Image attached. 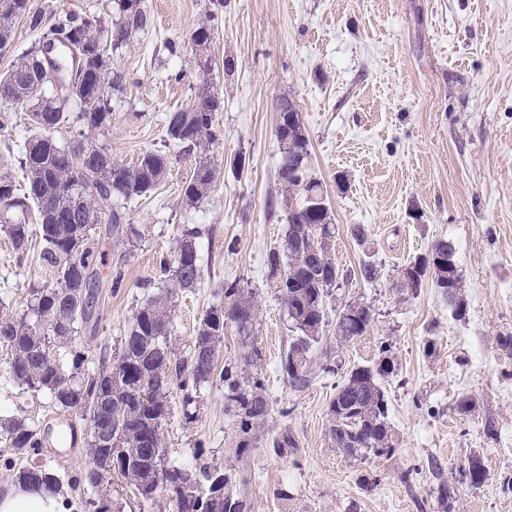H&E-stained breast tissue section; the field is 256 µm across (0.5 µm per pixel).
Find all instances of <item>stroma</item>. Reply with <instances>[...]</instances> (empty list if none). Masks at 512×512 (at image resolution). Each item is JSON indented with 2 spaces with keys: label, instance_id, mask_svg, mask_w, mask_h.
I'll return each instance as SVG.
<instances>
[{
  "label": "stroma",
  "instance_id": "stroma-1",
  "mask_svg": "<svg viewBox=\"0 0 512 512\" xmlns=\"http://www.w3.org/2000/svg\"><path fill=\"white\" fill-rule=\"evenodd\" d=\"M46 19L64 13L112 20L113 0H33ZM151 25L130 47L113 52L123 75L112 126L98 145L113 160L130 164L143 151L167 149L173 163L149 197L128 207L125 223L140 234L102 236L109 263L120 264L126 286L101 284L96 323L82 336L87 368L102 351L117 353L139 306L141 283L161 256L175 248L184 226L212 229L202 239L201 278L175 297L171 346L187 351L204 310L223 300L224 289L249 286L260 309L254 341L273 410L254 448L237 457L233 419L224 413V389H202L194 423L182 415L181 393L172 391L163 426L168 460L179 466L217 462L248 471L243 492L251 512H441L432 489L430 461H438L454 492L452 512H512V359L500 339L512 336V0H145ZM212 20L207 49L210 73L195 64L191 39ZM236 69L225 75L224 59ZM185 73L169 80L171 70ZM224 97L218 119L223 136L212 161L216 183L198 204L183 203V182L194 158L166 145L171 112L185 107L203 77ZM289 97L309 139L310 168L335 216L333 254L351 271L335 291L328 314L359 299L376 312L360 340L337 345L333 328L312 354L313 380L301 392L283 377L280 360L291 334L284 304L265 280L264 258L280 246L288 207L279 201L276 138L278 98ZM0 129V160L17 164L28 109L12 106ZM245 157L244 169L233 165ZM277 197L268 207L269 197ZM358 224L365 245L350 234ZM452 240L466 283L467 314L454 318L432 284L398 297L387 277L424 254L439 238ZM383 266L375 283L361 279L366 257ZM44 280L39 246L17 262L0 234V305L26 310ZM433 349H426V341ZM388 343L398 371L384 384L400 438L388 458L354 460L332 448L326 435L330 400L346 372ZM475 400L474 415L455 410L459 398ZM37 424L75 428L73 443L47 442L40 459L67 477L84 469L87 423L60 412L48 394L22 393L0 351V413L17 404ZM494 422L496 437L485 431ZM298 442L276 453L282 432ZM479 455L486 480L471 488L468 460Z\"/></svg>",
  "mask_w": 512,
  "mask_h": 512
}]
</instances>
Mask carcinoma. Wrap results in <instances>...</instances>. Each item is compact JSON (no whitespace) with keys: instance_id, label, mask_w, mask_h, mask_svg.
Listing matches in <instances>:
<instances>
[{"instance_id":"carcinoma-1","label":"carcinoma","mask_w":512,"mask_h":512,"mask_svg":"<svg viewBox=\"0 0 512 512\" xmlns=\"http://www.w3.org/2000/svg\"><path fill=\"white\" fill-rule=\"evenodd\" d=\"M45 11L32 10L30 0H0V41H8L15 21L24 18L41 40L61 48L56 69L70 65L71 47L101 46L116 37L113 50L127 47L149 24L144 0H115L116 19L106 28L91 15L66 14L45 23ZM214 29L206 20L193 32L196 46L210 44ZM39 66L28 52L4 73L23 77L11 86V98H0V108L15 101L28 104L29 135L21 147V167L26 174L23 192H18L7 172L0 171V232L11 241L16 261L26 259L34 235H39L46 283L33 290L22 315L0 314V348L10 354L9 372L22 390L47 393L64 413H75L87 423L88 463L80 477L63 480L50 465L36 460L46 436L26 415L0 418V435L9 456L0 455V465L19 485L37 486L68 498V493L86 484L98 489L96 502L107 512H124L125 505L112 498V477L134 486L147 501L158 491L171 494L173 512H250L242 485L243 474L221 465L184 467L167 462L163 422L168 414L171 390L182 393L183 417L198 419L199 389L204 384L224 385V414L233 418L237 432V456L256 443L272 410L262 367V353L251 341L260 317L253 292L237 283L224 288V302L207 308L199 319L186 356L170 347L173 321V288L187 290L201 275L200 239L197 226L184 227L176 238L171 258L159 261L155 279L161 287L147 292L134 311L116 356H103L96 369L84 370L86 355L80 333L92 322L94 302L106 266L101 250L99 226L119 232L125 205L147 197L163 181L172 157L160 150H146L131 165L106 161L107 150L91 141L92 134L112 126L109 93L121 91L122 76L106 82L110 57L99 54L87 60L77 75V84L67 96L58 94L51 81L38 74ZM192 112L171 113L166 135L184 148L192 145L195 167L182 187L183 200L196 204L206 197L216 181L210 151L221 137L218 112L223 100L217 87L202 80L194 96ZM276 134L281 144L277 179L281 192L299 195L297 206H288L287 229L282 244L266 255V280L277 290L288 313L291 341L281 359V370L296 391L311 384L313 349L321 342L326 322V300L336 282L347 280L333 255L336 224L321 189L309 173L308 137L296 103L282 97L275 104ZM67 128L70 137L60 144L56 133ZM85 187V210L92 216L82 220L72 214L70 190ZM36 209L37 228L16 221L13 215ZM441 265L427 271L428 261ZM431 273L434 287L448 299L455 317L467 306L456 247L439 238L427 253L393 270L389 288L400 295H415ZM372 306L359 300L342 304L336 313V343L345 345L366 335L374 321ZM235 329L248 350L240 360L218 366L224 333ZM392 349L380 345L378 353L354 366L328 412L327 435L331 446L354 460L372 457L373 449L398 448L399 438L389 418V403L383 383L395 374ZM103 431L112 436V449L99 444ZM31 460L16 467V460ZM438 479L437 502L451 512V492L438 462L431 463ZM480 456L468 461L466 478L473 488L485 481Z\"/></svg>"}]
</instances>
